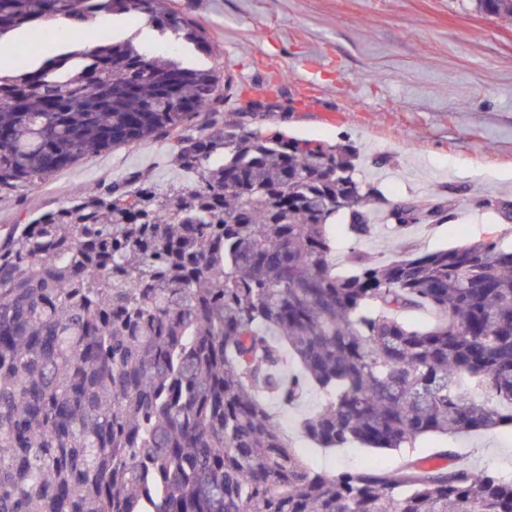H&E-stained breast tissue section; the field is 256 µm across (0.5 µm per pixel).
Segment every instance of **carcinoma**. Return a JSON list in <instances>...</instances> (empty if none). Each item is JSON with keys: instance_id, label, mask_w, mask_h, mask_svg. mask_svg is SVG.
<instances>
[{"instance_id": "carcinoma-1", "label": "carcinoma", "mask_w": 512, "mask_h": 512, "mask_svg": "<svg viewBox=\"0 0 512 512\" xmlns=\"http://www.w3.org/2000/svg\"><path fill=\"white\" fill-rule=\"evenodd\" d=\"M118 15L214 55L171 0H0V39L68 23L37 65L0 56V191L146 139L197 179L103 183L0 229V512H512L493 473L313 468L273 411L320 394L298 425L320 448L512 426V249L336 274L331 220L373 227L355 150L225 122L221 74L99 32Z\"/></svg>"}]
</instances>
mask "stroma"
Wrapping results in <instances>:
<instances>
[{
	"mask_svg": "<svg viewBox=\"0 0 512 512\" xmlns=\"http://www.w3.org/2000/svg\"><path fill=\"white\" fill-rule=\"evenodd\" d=\"M218 48L205 66L224 76V119L268 133L354 146L359 180L376 192L372 213L407 201H442L443 219L357 240L331 226L336 270L356 257L512 243V25L473 0H172ZM139 173L166 184L177 173L166 141L88 157L32 190L0 194V225L62 205L98 183ZM322 399L276 417L298 454L321 470L399 466L408 459L512 477V428L430 436L380 451L320 448L297 423Z\"/></svg>",
	"mask_w": 512,
	"mask_h": 512,
	"instance_id": "1",
	"label": "stroma"
}]
</instances>
